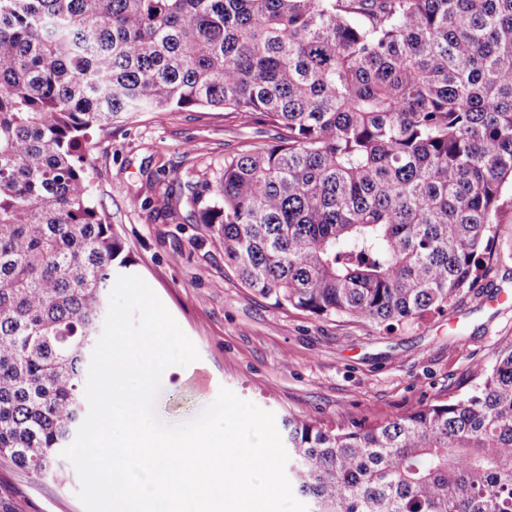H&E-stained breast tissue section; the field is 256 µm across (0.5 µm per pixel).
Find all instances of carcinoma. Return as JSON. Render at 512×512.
I'll return each mask as SVG.
<instances>
[{"label":"carcinoma","mask_w":512,"mask_h":512,"mask_svg":"<svg viewBox=\"0 0 512 512\" xmlns=\"http://www.w3.org/2000/svg\"><path fill=\"white\" fill-rule=\"evenodd\" d=\"M219 108L275 134L165 208L276 307L390 329L474 283L512 185V0H0V456L35 476L85 406L130 267L92 133ZM400 417L285 420L312 512H512V348Z\"/></svg>","instance_id":"1"}]
</instances>
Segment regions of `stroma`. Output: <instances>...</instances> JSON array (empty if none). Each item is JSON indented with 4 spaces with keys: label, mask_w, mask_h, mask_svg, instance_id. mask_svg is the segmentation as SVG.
<instances>
[{
    "label": "stroma",
    "mask_w": 512,
    "mask_h": 512,
    "mask_svg": "<svg viewBox=\"0 0 512 512\" xmlns=\"http://www.w3.org/2000/svg\"><path fill=\"white\" fill-rule=\"evenodd\" d=\"M269 138L263 126L224 111L143 112L93 139L90 193L132 260L200 358L168 367L157 417H196L226 388L273 413L344 424L404 415L435 399L468 393L472 365L512 346V191L492 258L448 311L384 331L345 318H316L255 296L224 264L218 238L164 214L168 185L186 176L214 181L227 156ZM204 143L199 154L185 142ZM80 477L61 486L0 456V512H85Z\"/></svg>",
    "instance_id": "1"
}]
</instances>
